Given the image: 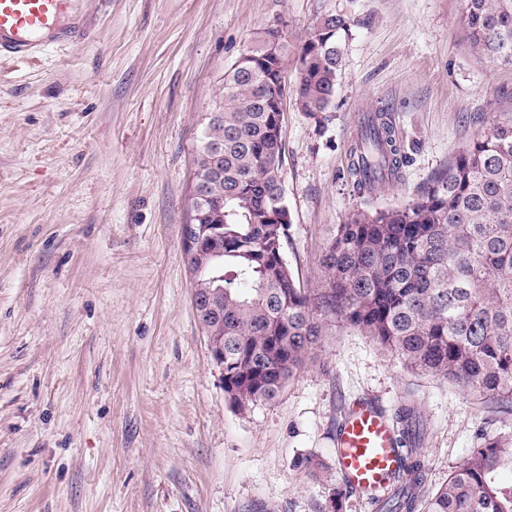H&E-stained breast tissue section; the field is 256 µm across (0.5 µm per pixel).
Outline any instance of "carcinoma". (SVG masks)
I'll return each instance as SVG.
<instances>
[{
  "instance_id": "cac0c4a2",
  "label": "carcinoma",
  "mask_w": 512,
  "mask_h": 512,
  "mask_svg": "<svg viewBox=\"0 0 512 512\" xmlns=\"http://www.w3.org/2000/svg\"><path fill=\"white\" fill-rule=\"evenodd\" d=\"M462 20L478 58L512 68V0H463ZM352 20L329 13L305 59L295 101L324 112L342 60L340 35ZM273 31L249 45L224 72V103L207 118L196 156L191 223L224 232V251L195 277L201 294L224 307V397L240 413L273 400L313 360L339 320L394 352L410 368L512 404V120L478 134L417 197L389 210H359L338 225L321 265V288L297 285L285 260L288 225L277 112L266 98L288 60V44L264 56ZM407 154L388 113L366 116L350 150L348 176L371 192L401 177ZM512 448L489 440L472 450L427 500L425 512H512V481L496 472ZM426 481L416 448L407 449L389 498L394 512H415Z\"/></svg>"
}]
</instances>
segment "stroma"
Masks as SVG:
<instances>
[{
  "mask_svg": "<svg viewBox=\"0 0 512 512\" xmlns=\"http://www.w3.org/2000/svg\"><path fill=\"white\" fill-rule=\"evenodd\" d=\"M462 0H86L91 42L0 59V512H376L338 498L336 431L368 400L416 412L423 495L512 411L407 367L347 325L272 401L224 398L192 304L189 220L206 113L271 25L300 48L328 13L354 24L327 111L286 98L285 258L320 287L337 225L407 204L479 133L512 119V69L471 48ZM383 108L409 162L365 197L348 179ZM325 464L309 475L306 458Z\"/></svg>",
  "mask_w": 512,
  "mask_h": 512,
  "instance_id": "obj_1",
  "label": "stroma"
}]
</instances>
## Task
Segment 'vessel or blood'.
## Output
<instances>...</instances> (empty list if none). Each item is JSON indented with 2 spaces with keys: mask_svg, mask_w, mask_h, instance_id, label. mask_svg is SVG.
<instances>
[{
  "mask_svg": "<svg viewBox=\"0 0 512 512\" xmlns=\"http://www.w3.org/2000/svg\"><path fill=\"white\" fill-rule=\"evenodd\" d=\"M80 0H0V58L29 61L47 46L73 43L84 24ZM404 452L387 415L362 402L344 417L336 433V462L353 489L376 496L389 485Z\"/></svg>",
  "mask_w": 512,
  "mask_h": 512,
  "instance_id": "vessel-or-blood-1",
  "label": "vessel or blood"
}]
</instances>
